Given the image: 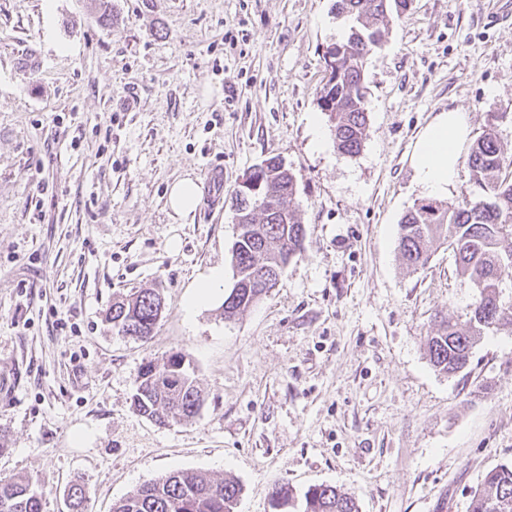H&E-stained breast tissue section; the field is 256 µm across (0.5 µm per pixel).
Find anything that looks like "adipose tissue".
Here are the masks:
<instances>
[{"instance_id": "obj_1", "label": "adipose tissue", "mask_w": 512, "mask_h": 512, "mask_svg": "<svg viewBox=\"0 0 512 512\" xmlns=\"http://www.w3.org/2000/svg\"><path fill=\"white\" fill-rule=\"evenodd\" d=\"M469 134L465 112H439L420 132L411 155L415 179L429 194H446L458 173L459 150Z\"/></svg>"}]
</instances>
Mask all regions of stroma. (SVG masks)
I'll return each mask as SVG.
<instances>
[{"mask_svg": "<svg viewBox=\"0 0 512 512\" xmlns=\"http://www.w3.org/2000/svg\"><path fill=\"white\" fill-rule=\"evenodd\" d=\"M334 2L0 0V478H28L44 512H68L76 479L88 512H112L177 470L235 481L236 512L320 484L359 512H468L512 462V328L438 371L425 337L465 322L477 290L447 247L418 271L397 250L435 114L467 112L474 138L495 122L512 156V14L413 0L367 61V137L346 156L317 101L349 33ZM270 156L297 181L301 254L228 321L231 194ZM213 167L219 206L175 214L172 184ZM146 288L165 303L152 335L117 334L107 307ZM173 352L205 403L162 426L132 398L143 362Z\"/></svg>", "mask_w": 512, "mask_h": 512, "instance_id": "35a3bbf8", "label": "stroma"}]
</instances>
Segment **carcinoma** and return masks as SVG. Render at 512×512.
Masks as SVG:
<instances>
[{
	"mask_svg": "<svg viewBox=\"0 0 512 512\" xmlns=\"http://www.w3.org/2000/svg\"><path fill=\"white\" fill-rule=\"evenodd\" d=\"M412 0H335L337 14L350 19V34L333 44L325 61L328 77L318 104L327 116L337 151L352 156L366 139L365 67L381 49L389 18L401 17ZM470 181L478 193L454 203L425 199L401 218L398 250L407 267H425L434 250L448 246L457 274L478 288L465 326L442 320L426 336L430 361L453 374L464 368L473 348L489 330L512 326V304L500 301V288L512 281V166L490 123L472 144L466 158ZM246 178L259 184L248 198H235L233 221L237 239L232 251L234 284L224 299V319L231 320L274 288L288 264L301 252L304 225L289 207L297 192L292 172L270 157ZM163 311L159 292L144 289L117 298L105 319L117 332L146 338ZM205 401L184 355L172 353L163 364L145 362L138 375L136 411L161 425L197 415ZM240 488L231 480H213L203 473L178 470L148 482L117 502L112 512H235ZM69 512H85V484L67 490ZM0 512H43V493L24 478L0 479ZM299 512H359L355 499L332 485L309 487ZM469 512H512V463L488 471L471 498Z\"/></svg>",
	"mask_w": 512,
	"mask_h": 512,
	"instance_id": "cac0c4a2",
	"label": "carcinoma"
}]
</instances>
